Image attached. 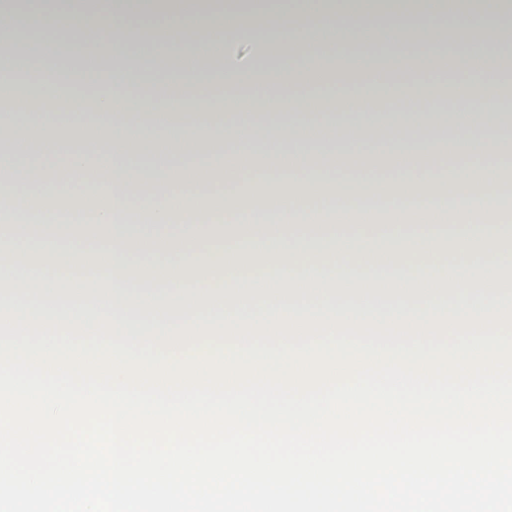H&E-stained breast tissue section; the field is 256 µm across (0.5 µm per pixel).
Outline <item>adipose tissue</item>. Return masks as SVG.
I'll use <instances>...</instances> for the list:
<instances>
[{
  "label": "adipose tissue",
  "instance_id": "adipose-tissue-1",
  "mask_svg": "<svg viewBox=\"0 0 512 512\" xmlns=\"http://www.w3.org/2000/svg\"><path fill=\"white\" fill-rule=\"evenodd\" d=\"M212 0H24L0 8V112L27 113L30 140L0 168V309L117 321L247 319L283 310H334L371 301L507 298L493 238H512V174L487 155L512 146V114L474 106L500 99L497 75L512 58L488 42H512L507 0H343L302 13L244 15ZM77 73L42 68L19 75L16 60L53 58L58 29L76 16ZM161 17L163 37H132L130 19ZM374 35L398 45L386 55L335 54L330 45ZM464 40L454 59L464 82L455 109L437 112L440 90L408 81L430 69L429 43ZM236 41L291 55L296 66L256 71L225 62ZM422 43L407 53L404 45ZM205 46L198 79L157 80L185 44ZM358 80L341 92L293 94L306 72ZM215 74L220 89L200 78ZM303 122L263 121V114ZM68 112L103 115L77 127ZM234 123H227V116ZM465 164L437 176L425 157ZM379 154L391 177L347 178L357 156ZM262 157L270 178L252 182L239 160ZM223 173L224 194L173 192ZM86 200L61 201L63 178ZM35 185L22 197L13 185ZM160 197L134 203L142 189ZM395 216L385 217L386 208ZM341 213L357 222L337 223ZM236 244L225 248L223 238ZM489 244L481 263L471 253ZM169 256L163 271L134 269V254Z\"/></svg>",
  "mask_w": 512,
  "mask_h": 512
}]
</instances>
